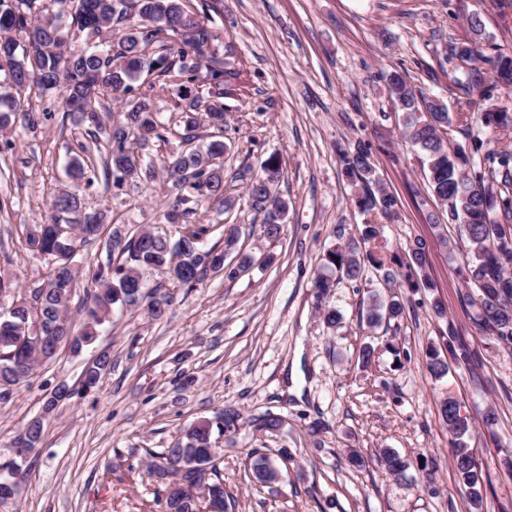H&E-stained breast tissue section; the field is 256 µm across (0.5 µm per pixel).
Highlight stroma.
Returning a JSON list of instances; mask_svg holds the SVG:
<instances>
[{
    "instance_id": "35a3bbf8",
    "label": "stroma",
    "mask_w": 512,
    "mask_h": 512,
    "mask_svg": "<svg viewBox=\"0 0 512 512\" xmlns=\"http://www.w3.org/2000/svg\"><path fill=\"white\" fill-rule=\"evenodd\" d=\"M215 34L214 48L237 72L226 95L228 127L224 173L259 168L279 155L280 196L288 203L280 237L259 236L261 215L240 183L237 205L214 225L207 245L223 242L236 225L237 250L253 267L230 279L208 275L187 288L166 274L148 275L171 303L162 319L146 306L114 308L95 342L74 353L60 349L0 404V463L12 459L28 421L44 418V441L21 465L19 512H163L164 487L140 479L146 449L174 445L181 429L213 417L231 403L245 423L221 437L224 483L233 512H465L466 496L453 467L452 444L439 402L459 399L470 413L492 407L493 429L478 428L469 445L483 466V512H512V350L478 335L463 301L456 268L464 232L431 195L421 155L406 140L389 78L403 76L415 93L439 97L452 120L447 142L469 146L460 121L470 110L461 86L468 65L455 46L474 41L484 54L512 57V0H188ZM482 22L473 32L470 18ZM56 92L25 94L7 131L0 132V275L32 296L46 262L29 251L24 225L48 220L51 195L64 188L66 169L79 157L82 125L62 120ZM13 149H5V141ZM365 145L380 186L396 205L391 216L367 214L355 204L359 180L346 175L341 149ZM167 185L97 183L86 191V211L106 210L124 229L155 225ZM381 224L388 251L404 254L426 244V272L435 288L407 293L398 322L368 327L372 294L383 282L374 271L340 280L325 300L313 282L327 250L357 237L366 222ZM110 259L93 242L75 261L80 277L71 306L94 289L93 273ZM445 316H436L433 302ZM343 320L327 326L324 312ZM459 337L475 355L471 366L449 362L437 380L427 372L429 344ZM394 340L408 359L385 346ZM374 349L369 366L362 346ZM108 351L111 368L91 393L79 392L86 362ZM281 415L282 431L267 435L252 420ZM320 425L310 436V425ZM288 453L283 480L255 489L245 475L247 453ZM391 449L407 463L403 477L377 460ZM358 451L366 465L347 460Z\"/></svg>"
}]
</instances>
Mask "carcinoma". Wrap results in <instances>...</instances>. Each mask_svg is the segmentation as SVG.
I'll use <instances>...</instances> for the list:
<instances>
[{
	"mask_svg": "<svg viewBox=\"0 0 512 512\" xmlns=\"http://www.w3.org/2000/svg\"><path fill=\"white\" fill-rule=\"evenodd\" d=\"M70 3L71 24L90 35L98 36L104 28L121 25V34L110 48L100 51H70L58 24V17L46 13L43 0H0V70L9 73L11 85L22 86L43 94L59 92V107L64 117L85 126L95 148L81 147L85 156L75 160L67 170L73 184L60 190L52 199L51 223L26 224V244L44 257L49 265L46 281L34 290L40 302L41 337L70 347L73 351L93 342L96 327L111 316L114 306L146 304L154 319L165 315L170 297L160 289L146 291L143 276L148 270L165 273L170 280L188 288L203 283L208 271L224 260L237 240L236 229H229L224 247L203 250L200 244L211 233V225L195 219L200 209L216 206L221 213L235 205L224 185V154L227 145L215 140L205 147H190L162 161L166 169L169 201L161 215L162 223L178 234L147 229L133 235L123 233V246L112 251L116 259L98 268L93 276L96 289L81 307L83 325L75 328L69 318L72 289L63 287L65 275L75 278L73 258L80 247L99 238L109 244L119 232L113 220L102 211H83L78 190L88 189L99 174L112 176L113 185L138 183L155 178V163L147 153L156 141L177 137L194 142L196 131L204 126L224 130V95L233 91L229 72L224 70V57L212 49L214 35L201 16L186 8L183 0H55ZM470 68L465 92L476 91L485 101L492 97L483 69L485 55L479 48L470 51ZM493 70L504 86L512 90V65L502 57L491 60ZM389 82L403 111V125L409 141L420 149L427 167L426 178L431 194L449 207L453 220H461L466 231V253L458 274L470 287L467 293L473 310V328L482 336L512 347V257L504 259L496 251L499 239L512 236V223L503 224L491 218L501 208L505 218L512 217V192L507 177H512V154L486 151L483 166L474 163L475 154L491 142L498 129L512 123L507 112H489L481 106L472 110L469 119L479 127L480 135L471 140L472 149L459 147L453 151L444 145L442 130L448 127L447 107L440 101L417 98L394 73ZM178 88L179 101L172 105L181 114L179 123L166 125L157 121L152 99L164 90ZM124 102L119 112L99 111L101 97ZM21 107V99L11 92L0 93V129L10 125L11 115ZM349 174L370 184L373 165L370 153L356 148L342 154ZM281 161L270 156L259 171L245 167L233 179L245 184L254 211L263 214L259 234L266 240L277 239L284 230L288 204L277 192ZM504 180L497 181V176ZM360 208L383 215L391 213L394 197L380 189L367 190L358 198ZM381 232L377 225L366 224L360 240L375 248L361 251L350 240L328 250L324 266L355 281L369 267L382 274L390 288L400 291L431 290L434 284L427 276L425 243L418 239L405 256L386 255L376 248ZM404 312L403 295L391 296L388 302L374 300L368 315L369 325L399 318ZM32 319L27 303L13 298L12 304L0 310V403L10 399L3 391L26 382L44 361L42 348L34 346ZM448 351L454 360L469 366L473 355L467 347L450 336L443 346L431 343L424 351L425 367L434 378L448 374L442 357ZM108 352H101L89 371L83 372L95 389L102 373L111 367ZM440 416L448 428L453 448L454 471L466 492L469 512H482V468L469 462L472 454L468 439L483 424L489 428L498 421L490 407L473 416L459 400L448 396L440 402ZM243 423L240 409L224 404L214 418L197 420L182 429L179 443L161 451L145 450L147 466L144 475L150 481L166 484L185 482L207 486L214 493L211 505L227 512L233 497L224 487V456L213 455L217 437L237 431ZM259 431L274 434L283 427L282 420L266 412L253 420ZM43 441V424L32 419L17 441L18 455L25 458ZM280 452L273 457L254 448L247 454L249 479L261 487H272L282 479ZM379 465L391 475L405 470L404 462L393 452L380 453ZM20 465L12 460L0 465V507L16 502L14 473ZM190 496L165 497L164 512H202L209 505Z\"/></svg>",
	"mask_w": 512,
	"mask_h": 512,
	"instance_id": "cac0c4a2",
	"label": "carcinoma"
}]
</instances>
